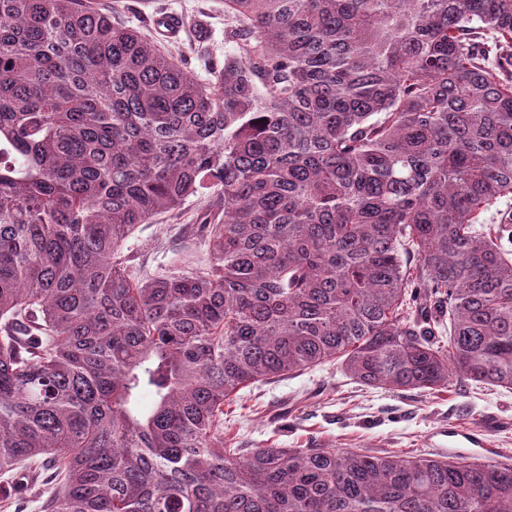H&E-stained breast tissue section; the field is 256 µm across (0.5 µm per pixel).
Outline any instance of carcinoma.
Instances as JSON below:
<instances>
[{
  "mask_svg": "<svg viewBox=\"0 0 512 512\" xmlns=\"http://www.w3.org/2000/svg\"><path fill=\"white\" fill-rule=\"evenodd\" d=\"M224 17L203 83L94 0H0V473L49 467L45 512H512L511 463L224 446V401L334 361L512 390V0ZM197 196L209 261L138 269ZM200 197H191L177 218L161 216L155 224H142L127 241L125 253L146 255L151 270L168 268L178 258L183 245L178 233L179 224H197L198 210L203 206Z\"/></svg>",
  "mask_w": 512,
  "mask_h": 512,
  "instance_id": "carcinoma-1",
  "label": "carcinoma"
}]
</instances>
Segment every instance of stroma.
<instances>
[{"mask_svg":"<svg viewBox=\"0 0 512 512\" xmlns=\"http://www.w3.org/2000/svg\"><path fill=\"white\" fill-rule=\"evenodd\" d=\"M121 4L131 26L148 32L157 9L182 16L184 31L168 50L190 55L207 40L223 57L224 0H105ZM202 204L193 197L175 218L142 225L126 252L145 256L150 269L170 267L182 245L178 227L196 223ZM456 428L484 431L494 461L512 460V390L456 379L439 393L392 392L361 385L328 363L298 375L256 383L224 404V440L235 448H361L376 455L438 457L456 447ZM0 485L21 486L22 502L0 498V512H41L50 488L31 471L1 474Z\"/></svg>","mask_w":512,"mask_h":512,"instance_id":"35a3bbf8","label":"stroma"}]
</instances>
